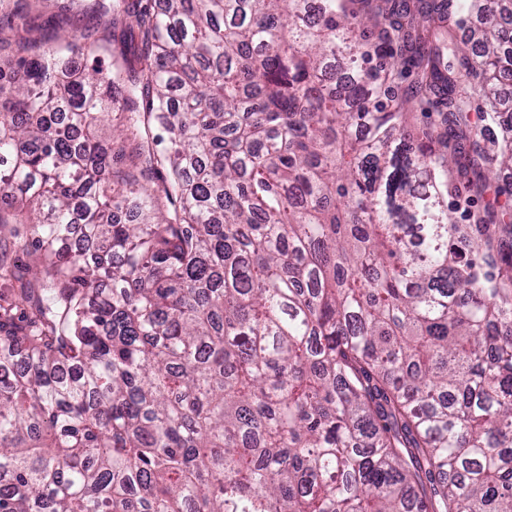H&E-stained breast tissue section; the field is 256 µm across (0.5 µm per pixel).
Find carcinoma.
<instances>
[{"label":"carcinoma","instance_id":"cac0c4a2","mask_svg":"<svg viewBox=\"0 0 512 512\" xmlns=\"http://www.w3.org/2000/svg\"><path fill=\"white\" fill-rule=\"evenodd\" d=\"M86 15L47 48L42 14L0 20V233L21 207L32 232L0 304V512H512V140L478 162L512 129V10ZM451 167L490 196L472 224Z\"/></svg>","mask_w":512,"mask_h":512}]
</instances>
